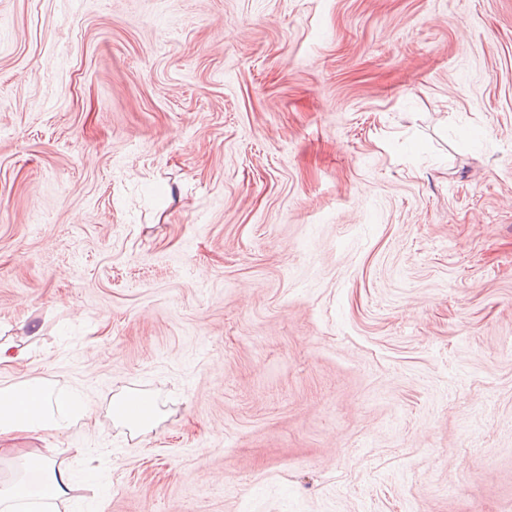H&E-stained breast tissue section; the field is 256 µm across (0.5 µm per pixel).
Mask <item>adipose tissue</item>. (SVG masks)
Masks as SVG:
<instances>
[{
    "label": "adipose tissue",
    "mask_w": 512,
    "mask_h": 512,
    "mask_svg": "<svg viewBox=\"0 0 512 512\" xmlns=\"http://www.w3.org/2000/svg\"><path fill=\"white\" fill-rule=\"evenodd\" d=\"M82 406L79 392L57 393L49 383L34 377L0 386V458L12 455L10 440L23 437L36 442L65 434ZM27 467L20 478L0 485V512H48L73 489L70 471L57 464L52 452L33 449L26 453Z\"/></svg>",
    "instance_id": "obj_1"
}]
</instances>
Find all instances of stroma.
<instances>
[{
    "mask_svg": "<svg viewBox=\"0 0 512 512\" xmlns=\"http://www.w3.org/2000/svg\"><path fill=\"white\" fill-rule=\"evenodd\" d=\"M0 333L59 512H512V0H0ZM81 406L79 392L55 393L48 382L37 377L0 386V459L13 454L15 448L3 444L17 437L35 442L65 434ZM113 415L132 430L153 425L157 419V407L146 398L127 399L118 397L112 402Z\"/></svg>",
    "mask_w": 512,
    "mask_h": 512,
    "instance_id": "stroma-1",
    "label": "stroma"
}]
</instances>
